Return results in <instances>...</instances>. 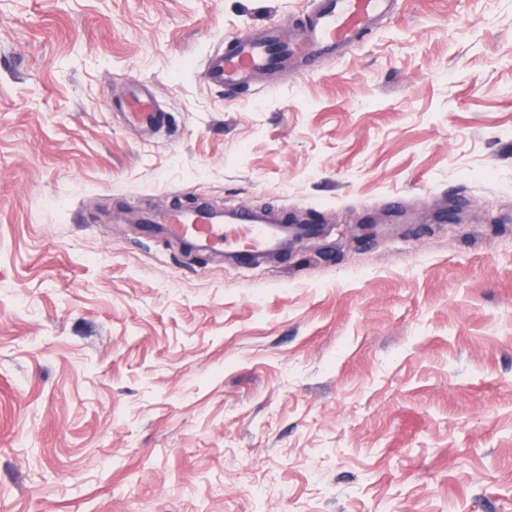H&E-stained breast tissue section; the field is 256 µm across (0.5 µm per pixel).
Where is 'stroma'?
Wrapping results in <instances>:
<instances>
[{
    "label": "stroma",
    "instance_id": "stroma-1",
    "mask_svg": "<svg viewBox=\"0 0 512 512\" xmlns=\"http://www.w3.org/2000/svg\"><path fill=\"white\" fill-rule=\"evenodd\" d=\"M312 2L0 0V512H512V0L205 83ZM184 198L330 228L227 265ZM126 114L139 127L156 131L166 124V113L157 105L152 93L145 88L139 95L124 101Z\"/></svg>",
    "mask_w": 512,
    "mask_h": 512
}]
</instances>
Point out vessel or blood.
Here are the masks:
<instances>
[{
	"label": "vessel or blood",
	"mask_w": 512,
	"mask_h": 512,
	"mask_svg": "<svg viewBox=\"0 0 512 512\" xmlns=\"http://www.w3.org/2000/svg\"><path fill=\"white\" fill-rule=\"evenodd\" d=\"M398 0H316L302 28L266 24L225 41L204 62L203 76L213 86L245 92L265 74L289 71L314 74L326 59L340 55L366 32L396 13ZM126 112L139 127L156 131L166 114L150 90L125 101ZM147 232L161 233L239 266L259 264L287 254L301 237L318 236L321 226L291 224L279 214L241 206L217 211L205 205L172 209L144 217Z\"/></svg>",
	"instance_id": "1"
}]
</instances>
